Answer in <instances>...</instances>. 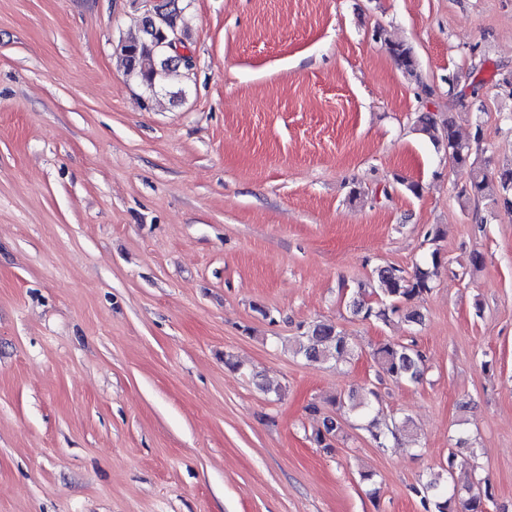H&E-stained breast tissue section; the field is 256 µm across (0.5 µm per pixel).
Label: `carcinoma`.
Listing matches in <instances>:
<instances>
[{
  "instance_id": "obj_1",
  "label": "carcinoma",
  "mask_w": 512,
  "mask_h": 512,
  "mask_svg": "<svg viewBox=\"0 0 512 512\" xmlns=\"http://www.w3.org/2000/svg\"><path fill=\"white\" fill-rule=\"evenodd\" d=\"M379 41L385 46L397 68L411 79H419V64L413 49L402 41L390 39L384 28H379ZM117 62L124 74L149 90L160 86L173 102L182 97L183 71L166 58V52L159 38L146 28L139 30L137 37L117 46ZM415 134L437 148L451 155L453 166L468 171L469 183L461 194L473 198L494 197L503 207L512 212V167L491 171L478 163L470 143L460 138L453 116L443 117L434 112L419 113L413 124ZM441 264L438 250L430 253V260L415 265L407 272L393 266L376 269L377 286L372 293L378 297L373 303L366 298L364 285H359L353 293L351 306L353 313L363 319H374L385 324L397 317L410 324H419L422 315L409 303L422 298L432 289V277ZM295 353L308 361L325 362L342 356L351 358L353 346L349 336L331 322L312 321L304 326L298 337ZM373 358L381 366L384 375L400 385H411L421 381L423 376V354L413 342L385 340L373 349ZM378 393L369 388L362 397L338 399V406L350 404V408L367 414L373 407ZM334 422L323 419V427L317 429L312 441L326 452L333 450L331 436L334 435ZM457 462V453L449 454L441 471L430 477L415 489L421 495L424 512H485L486 500L492 498L489 482L480 479L476 484L465 488L450 485L452 470Z\"/></svg>"
}]
</instances>
